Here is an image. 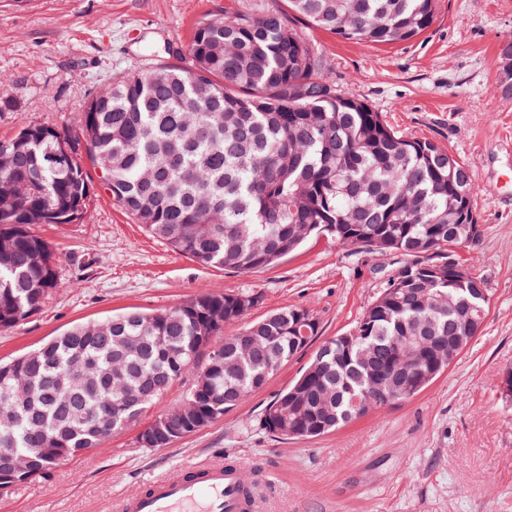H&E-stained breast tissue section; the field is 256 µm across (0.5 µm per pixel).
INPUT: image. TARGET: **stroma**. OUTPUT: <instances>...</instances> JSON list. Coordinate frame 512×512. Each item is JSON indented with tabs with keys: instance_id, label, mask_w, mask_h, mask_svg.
Wrapping results in <instances>:
<instances>
[{
	"instance_id": "35a3bbf8",
	"label": "stroma",
	"mask_w": 512,
	"mask_h": 512,
	"mask_svg": "<svg viewBox=\"0 0 512 512\" xmlns=\"http://www.w3.org/2000/svg\"><path fill=\"white\" fill-rule=\"evenodd\" d=\"M287 0H0V138L21 121L62 124L88 90L131 67L189 64L195 23L227 9ZM325 74L343 96L367 103L399 134L432 141L472 171L482 234L459 255L485 284L483 326L458 360L413 398L370 410L336 431L286 438L261 430L265 407L321 344L355 331L399 254L311 238L279 263L250 272L203 268L150 236L103 192L87 219L36 232L59 259V286L16 328L0 332V362L73 325L129 308L152 313L204 292L260 296L258 319L306 309L309 345L223 418L165 448H144L138 426L0 491V512H121L146 484L190 467L238 463L264 471L265 512H512V93L497 84L498 47L512 38V0H439L437 19L397 44L312 34Z\"/></svg>"
}]
</instances>
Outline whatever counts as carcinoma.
I'll return each instance as SVG.
<instances>
[{"instance_id":"cac0c4a2","label":"carcinoma","mask_w":512,"mask_h":512,"mask_svg":"<svg viewBox=\"0 0 512 512\" xmlns=\"http://www.w3.org/2000/svg\"><path fill=\"white\" fill-rule=\"evenodd\" d=\"M437 0H288V11L249 9L203 19L193 28L191 64L132 68L88 94L62 125L24 123L32 140L0 155V188L28 189L0 213V331L36 313L58 287L57 258L34 225L45 210L88 216L92 180L86 164L109 162V196L151 236L209 268L249 272L288 256L313 234L406 257L394 268L344 348L325 341L293 384L260 418L275 411L334 431L361 416L354 405L408 361L390 399L425 388L416 382L428 359L463 335L457 310L487 308L483 279L459 282L426 268L448 259L472 223V173L445 148L408 139L363 101L339 94L313 41L297 29L326 30L349 41L395 44L428 29ZM56 152L65 162L47 165ZM409 285L398 289L397 281ZM253 293H203L159 313L128 310L78 324L0 365V450L33 459L31 473L8 489L43 478L59 461L96 448L155 406L187 373L196 377L189 414L164 411L152 421L159 448L196 433L262 388L304 349L289 331L293 307L272 312L218 339L224 326L254 308ZM222 316L210 327L206 313ZM222 345L215 362L204 333ZM142 402L127 404L128 394Z\"/></svg>"}]
</instances>
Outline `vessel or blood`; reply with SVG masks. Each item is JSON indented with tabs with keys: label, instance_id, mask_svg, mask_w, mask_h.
<instances>
[{
	"label": "vessel or blood",
	"instance_id": "b4317fda",
	"mask_svg": "<svg viewBox=\"0 0 512 512\" xmlns=\"http://www.w3.org/2000/svg\"><path fill=\"white\" fill-rule=\"evenodd\" d=\"M127 512H260L257 496L234 463L212 464L156 480L131 498Z\"/></svg>",
	"mask_w": 512,
	"mask_h": 512
}]
</instances>
